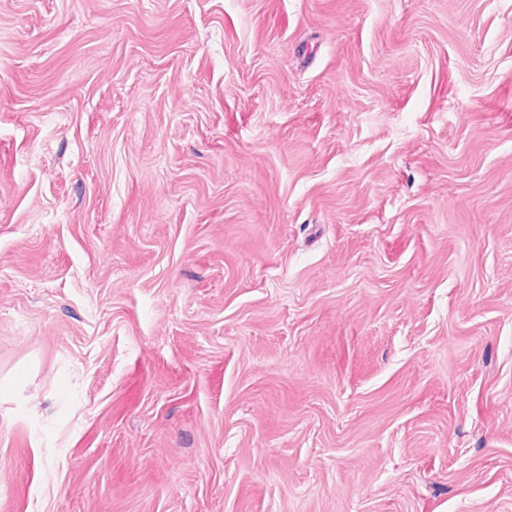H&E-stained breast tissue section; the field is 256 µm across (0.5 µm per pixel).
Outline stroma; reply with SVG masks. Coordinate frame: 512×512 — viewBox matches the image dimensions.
I'll return each instance as SVG.
<instances>
[{
	"instance_id": "35a3bbf8",
	"label": "stroma",
	"mask_w": 512,
	"mask_h": 512,
	"mask_svg": "<svg viewBox=\"0 0 512 512\" xmlns=\"http://www.w3.org/2000/svg\"><path fill=\"white\" fill-rule=\"evenodd\" d=\"M0 512H512V0H0Z\"/></svg>"
}]
</instances>
